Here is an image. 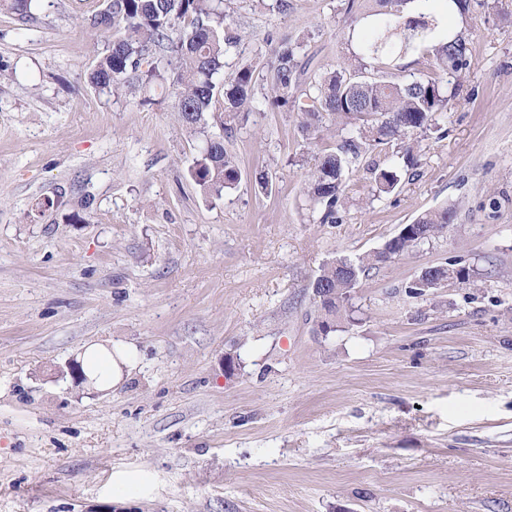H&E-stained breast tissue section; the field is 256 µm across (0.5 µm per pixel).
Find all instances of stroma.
I'll return each instance as SVG.
<instances>
[{
  "label": "stroma",
  "instance_id": "stroma-1",
  "mask_svg": "<svg viewBox=\"0 0 512 512\" xmlns=\"http://www.w3.org/2000/svg\"><path fill=\"white\" fill-rule=\"evenodd\" d=\"M272 2L224 3V71L253 65L257 91L219 199L189 178L203 142L168 88L140 106L89 83L103 0L0 9V512H512V0L461 15L470 66L415 174L378 195L384 153L357 161L334 224L268 64L285 36L300 88L358 65L372 0ZM443 207L447 233L316 334L321 266ZM453 259L469 283L407 294ZM94 346L129 352L118 384L62 377Z\"/></svg>",
  "mask_w": 512,
  "mask_h": 512
}]
</instances>
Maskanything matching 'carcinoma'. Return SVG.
Here are the masks:
<instances>
[{
	"label": "carcinoma",
	"instance_id": "1",
	"mask_svg": "<svg viewBox=\"0 0 512 512\" xmlns=\"http://www.w3.org/2000/svg\"><path fill=\"white\" fill-rule=\"evenodd\" d=\"M32 2L0 0L22 19L30 16ZM373 2L376 21L362 43V56L379 72L389 69L402 54L419 51L422 77L412 81L356 79L333 69L318 76L306 93L310 102L304 103L296 96L297 46L282 38L270 62L273 104L298 110L301 131L307 138H319L326 119L336 122L339 139L335 147L322 149L305 176V193L320 206L323 223H337L347 188L346 171L362 155L392 142L399 145L387 166L374 169L376 188L383 193L397 187L402 172L417 168V136L430 130L442 137L447 134L438 126L437 116L451 109L448 86L470 65L472 47L466 36L458 34L428 47L433 23L422 14H404L408 0ZM226 18L224 0H104V7L92 18L94 25L117 33L91 72L92 84L111 94L136 98L142 105L151 102L146 96L148 88L169 85L182 125L204 136L189 175L208 198L221 197L240 179L238 164L224 144V133L230 124L247 119L255 96L251 65L219 79L227 48L234 44L225 35ZM185 20L189 29L174 35ZM218 101L222 107L217 115ZM216 125L219 132L210 131ZM453 219L448 208L426 212L386 240L384 251L326 263L312 283V287L329 292L327 299L315 301L322 313L319 328L329 333L335 319L349 311V289L357 287L367 270L438 237ZM448 279L465 284L469 271L443 265L438 280Z\"/></svg>",
	"mask_w": 512,
	"mask_h": 512
}]
</instances>
